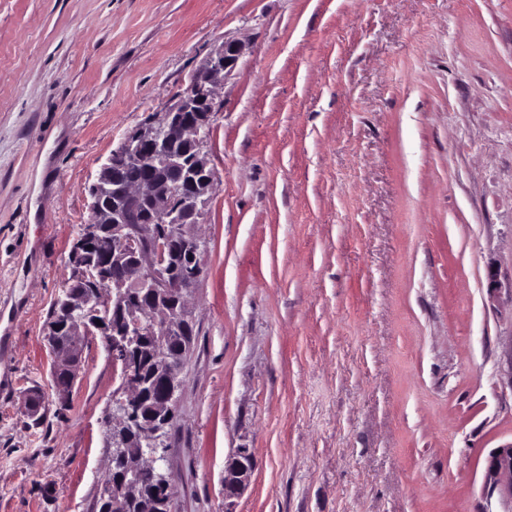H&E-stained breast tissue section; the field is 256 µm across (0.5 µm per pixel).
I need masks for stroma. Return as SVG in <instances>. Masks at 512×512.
<instances>
[{
  "label": "stroma",
  "instance_id": "1",
  "mask_svg": "<svg viewBox=\"0 0 512 512\" xmlns=\"http://www.w3.org/2000/svg\"><path fill=\"white\" fill-rule=\"evenodd\" d=\"M225 42L171 512H503L512 0H0V512H98L121 368L80 337L59 410L52 304L101 167ZM483 488L489 495L497 493L512 510V441L495 448L486 460ZM253 469L251 453L246 448L238 449L236 456L224 466V499L241 493L249 483Z\"/></svg>",
  "mask_w": 512,
  "mask_h": 512
}]
</instances>
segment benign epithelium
Instances as JSON below:
<instances>
[{
  "mask_svg": "<svg viewBox=\"0 0 512 512\" xmlns=\"http://www.w3.org/2000/svg\"><path fill=\"white\" fill-rule=\"evenodd\" d=\"M241 53L234 43L225 42L214 49L196 70L188 86L173 103L166 106L162 118L138 127L112 151L97 179V185L119 181L117 167L135 163L146 171L136 182L118 185L117 200L103 207L98 200L90 206L88 233L100 224L112 233V277L102 278V267L88 257V238L77 241L70 252V263L77 277L85 282L102 280L106 292L92 302L84 293L68 295L61 319L52 326L55 333L75 338L98 331L109 346L125 349L141 333L143 322L162 329L166 336L182 333L191 317L187 292L201 276L199 251L201 238L194 227L200 223L215 182V173L203 143L210 132L212 114L219 110L216 88ZM177 224L179 229L156 234L154 244H139L135 225ZM140 285L176 299L179 309L153 301L130 306V289ZM110 309L123 314L121 327H111L102 317ZM61 363L78 377L79 357L74 347H53ZM184 360L165 358L156 368L163 390L146 415L140 414L141 402L149 383L141 378L135 359L125 355L121 363L124 388L120 392L112 418L108 421L111 459L127 461V474L112 479L108 491L115 500L132 501L142 495L138 473L150 471L156 492L171 502V483L165 470L167 462L165 431L175 417L177 394L182 386ZM253 472V458L246 448L224 466V498L241 493ZM483 488L498 494L512 508V441L495 448L486 460Z\"/></svg>",
  "mask_w": 512,
  "mask_h": 512,
  "instance_id": "1",
  "label": "benign epithelium"
}]
</instances>
